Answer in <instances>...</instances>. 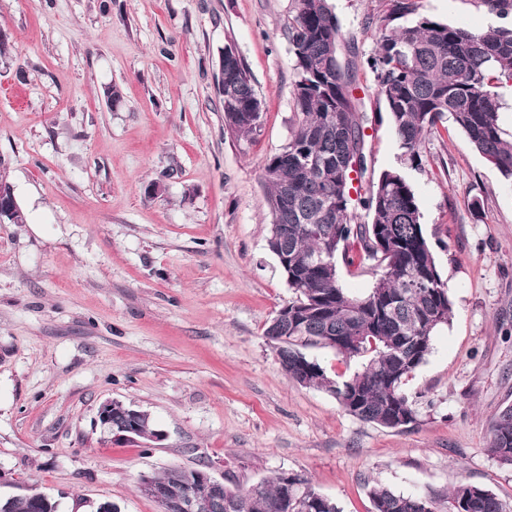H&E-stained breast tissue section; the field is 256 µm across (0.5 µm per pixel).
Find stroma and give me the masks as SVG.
<instances>
[{
	"instance_id": "35a3bbf8",
	"label": "stroma",
	"mask_w": 512,
	"mask_h": 512,
	"mask_svg": "<svg viewBox=\"0 0 512 512\" xmlns=\"http://www.w3.org/2000/svg\"><path fill=\"white\" fill-rule=\"evenodd\" d=\"M341 62L372 120L368 172L402 151L366 60L388 0H329ZM293 0H0V173L26 215L0 223V495L36 486L58 512H159L144 474L208 465L228 486L309 479L341 512L367 487L448 512L464 481L512 505V469L487 452L512 405V182L454 128L407 174L454 302L404 387L417 422L386 429L290 381L263 335L293 297L267 247L261 166L287 142ZM479 29L476 0H420ZM245 61L259 131L225 134V45ZM121 86L110 106L104 89ZM482 219H475L474 209ZM149 412L163 441L116 442L101 403Z\"/></svg>"
}]
</instances>
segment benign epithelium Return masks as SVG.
I'll list each match as a JSON object with an SVG mask.
<instances>
[{
  "label": "benign epithelium",
  "mask_w": 512,
  "mask_h": 512,
  "mask_svg": "<svg viewBox=\"0 0 512 512\" xmlns=\"http://www.w3.org/2000/svg\"><path fill=\"white\" fill-rule=\"evenodd\" d=\"M19 205L11 190L0 186V222L14 217ZM144 411L123 407L117 400H106L98 408L97 423L111 438L121 441H143V444L163 440L160 430L152 434L140 431V418ZM194 485L190 489H178L170 485L157 484L152 476L143 475L139 481L142 493L152 498L160 512H221L224 509V480L212 475L209 470H191ZM29 512H48L51 498L42 492L31 490L21 494Z\"/></svg>",
  "instance_id": "1"
}]
</instances>
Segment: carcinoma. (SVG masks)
Instances as JSON below:
<instances>
[{"instance_id":"1","label":"carcinoma","mask_w":512,"mask_h":512,"mask_svg":"<svg viewBox=\"0 0 512 512\" xmlns=\"http://www.w3.org/2000/svg\"><path fill=\"white\" fill-rule=\"evenodd\" d=\"M287 37L293 55L294 122L288 143L261 168L269 224H282L288 288L295 294L263 335L288 378L331 394L342 410L384 428L417 423L403 386L426 361L432 337L446 325L453 302L420 222L415 191L399 168L381 171L369 187H354L367 171L369 118L353 95V73L338 58L341 23L329 0H294ZM496 22L479 30L419 13L418 0H390L371 18L376 49L370 64L378 94L405 160L418 165L419 147L443 119L506 180H512V138L499 124L501 91L512 89V0H478ZM224 129L241 139L260 127L262 112L251 76L231 45L224 47ZM356 192L357 198L351 197ZM368 221L355 220L352 202ZM333 251L355 270L375 275L361 296L350 295L338 271L316 264ZM428 288H411L414 273ZM326 349L341 361L362 362L349 375H331L309 357ZM488 454L512 469V405L491 422ZM235 494L233 512H340L310 480L280 474ZM374 512H436L427 497L382 484L368 489ZM448 512H507L497 494L459 483L448 491Z\"/></svg>"}]
</instances>
